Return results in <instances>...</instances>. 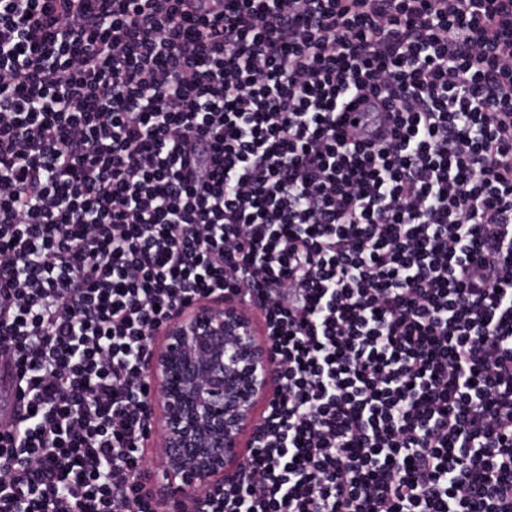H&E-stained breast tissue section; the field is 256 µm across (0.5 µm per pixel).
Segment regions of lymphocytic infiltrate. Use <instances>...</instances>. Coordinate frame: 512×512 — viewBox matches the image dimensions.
Listing matches in <instances>:
<instances>
[{
    "instance_id": "f902f5d3",
    "label": "lymphocytic infiltrate",
    "mask_w": 512,
    "mask_h": 512,
    "mask_svg": "<svg viewBox=\"0 0 512 512\" xmlns=\"http://www.w3.org/2000/svg\"><path fill=\"white\" fill-rule=\"evenodd\" d=\"M0 512H157L144 371L276 381L203 512H512V0H0ZM0 360V428L2 433L13 432L19 417L27 413L26 405L18 388L16 357L10 349L2 347Z\"/></svg>"
}]
</instances>
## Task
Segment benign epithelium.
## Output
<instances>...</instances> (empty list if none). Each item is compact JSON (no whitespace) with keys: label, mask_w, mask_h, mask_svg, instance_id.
<instances>
[{"label":"benign epithelium","mask_w":512,"mask_h":512,"mask_svg":"<svg viewBox=\"0 0 512 512\" xmlns=\"http://www.w3.org/2000/svg\"><path fill=\"white\" fill-rule=\"evenodd\" d=\"M147 372L161 409L163 478L180 505L193 492L241 474L242 436L273 376L250 322L221 302L203 303L166 329Z\"/></svg>","instance_id":"benign-epithelium-1"}]
</instances>
